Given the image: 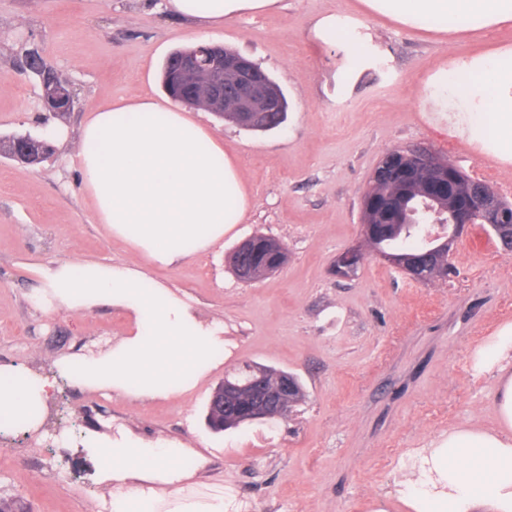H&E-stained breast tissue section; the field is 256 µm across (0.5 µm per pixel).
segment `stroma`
<instances>
[{
	"label": "stroma",
	"instance_id": "1",
	"mask_svg": "<svg viewBox=\"0 0 512 512\" xmlns=\"http://www.w3.org/2000/svg\"><path fill=\"white\" fill-rule=\"evenodd\" d=\"M163 0H0V136L75 135L93 106L160 97L175 50L214 42L251 60L283 89L287 122L254 133L208 111L199 119L239 158L253 191L244 222L221 246L152 277L224 325L216 368L168 399L92 389L57 373L59 360L96 355L128 330L117 309L51 312L36 298L39 268L62 260L123 264L132 256L98 223L72 161L73 138L36 168L0 156V367L53 378L36 426L0 437V497L26 512H98L113 484L96 444L127 429L177 441L192 479L184 494L251 502V512H409L401 491L420 476L417 451L451 429L494 427L496 379L479 350L512 322V250L474 228L454 245L447 279L422 284L375 255L340 278L336 255L358 240L360 199L388 150L421 145L512 201V168L477 157L425 116L423 83L442 60L512 41V27L445 43L378 17L380 52L348 89L337 86L341 47L310 36L325 13L357 16L358 0H283L281 9L206 28L165 14ZM37 49L77 98L46 114L37 80L19 74ZM279 241L288 262L246 285L230 256L244 238ZM296 374L306 397L285 419L221 433L205 424L217 383L244 365Z\"/></svg>",
	"mask_w": 512,
	"mask_h": 512
}]
</instances>
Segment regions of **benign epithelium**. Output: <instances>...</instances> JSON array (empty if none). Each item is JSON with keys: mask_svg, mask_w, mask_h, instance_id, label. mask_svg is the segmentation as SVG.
Segmentation results:
<instances>
[{"mask_svg": "<svg viewBox=\"0 0 512 512\" xmlns=\"http://www.w3.org/2000/svg\"><path fill=\"white\" fill-rule=\"evenodd\" d=\"M25 70L38 76L42 83H51L50 94L43 96L49 112L63 111L62 104L70 98V87L59 76L48 71L43 59L30 54ZM166 82L171 92L188 97L218 116L232 112L235 123L243 128L269 129L277 125L283 105L279 88L255 64L225 50L224 46L208 43L195 50L180 53L168 69ZM49 145L42 139L26 134L14 141L11 159L31 168L39 166L48 155ZM388 164L374 169L370 181L396 173L424 176L448 186L470 184L473 191L460 198L448 196V246L467 233L475 224L497 237L502 246L512 248V203L507 202L491 186L465 173L448 160L437 167L432 153L424 147H405L390 151ZM377 232L372 224H361L360 243L336 255L334 270L340 277H352L364 262L366 238ZM305 396L288 372L275 373L266 368L254 370L249 380L240 385L223 380L213 390L207 413L218 411L234 420H268L286 418Z\"/></svg>", "mask_w": 512, "mask_h": 512, "instance_id": "1", "label": "benign epithelium"}]
</instances>
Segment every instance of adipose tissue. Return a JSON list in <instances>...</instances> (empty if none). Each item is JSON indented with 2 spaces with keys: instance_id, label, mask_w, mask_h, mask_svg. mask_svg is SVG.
Segmentation results:
<instances>
[{
  "instance_id": "obj_1",
  "label": "adipose tissue",
  "mask_w": 512,
  "mask_h": 512,
  "mask_svg": "<svg viewBox=\"0 0 512 512\" xmlns=\"http://www.w3.org/2000/svg\"><path fill=\"white\" fill-rule=\"evenodd\" d=\"M281 0H166L177 17L207 26L279 9ZM361 19L335 13L315 19L310 34L340 46L350 85L378 46L366 19L384 16L410 30L453 41L512 25V0H359ZM429 120L460 138L477 156L512 166V43L457 55L440 63L425 83ZM76 163L99 223L126 243L134 264L57 262L41 269L39 304L79 312L100 304L122 309L129 336L92 357L61 362L59 373L81 384L143 400L194 388L215 366L224 328L200 319L171 288L149 284L146 268H169L223 244L242 223L252 192L223 141L174 100L151 95L92 109L79 131ZM478 364L496 370L498 425L458 427L422 460L421 479L406 483L411 512H512V322L479 352ZM50 379L30 380L0 368V428L29 425ZM184 447L147 442L129 432L98 447L104 479L118 490L112 512H192L178 502Z\"/></svg>"
}]
</instances>
